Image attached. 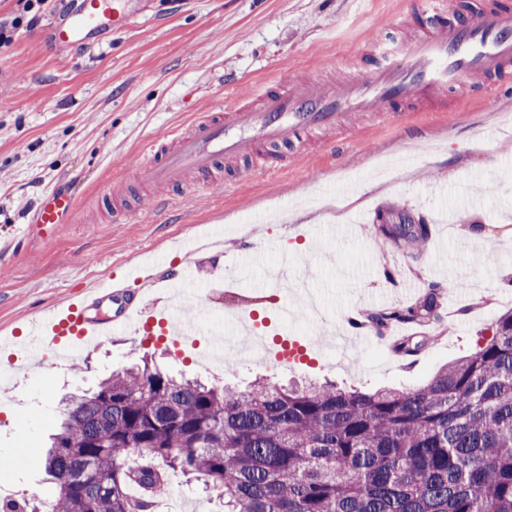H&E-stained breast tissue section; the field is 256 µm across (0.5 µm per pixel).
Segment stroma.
I'll use <instances>...</instances> for the list:
<instances>
[{"instance_id":"stroma-1","label":"stroma","mask_w":512,"mask_h":512,"mask_svg":"<svg viewBox=\"0 0 512 512\" xmlns=\"http://www.w3.org/2000/svg\"><path fill=\"white\" fill-rule=\"evenodd\" d=\"M135 7L128 27L60 52L49 27L65 14L60 0H48L41 22L17 30L0 50V334L99 283L121 284L146 306L167 304L165 289L126 280L125 268L148 260L168 275L183 258V241L217 227L223 251L197 256L206 273L196 291L206 296L211 283L232 272L228 253L243 221L256 247L239 274L242 287L262 283L279 259L265 240L297 245L300 261L319 270L309 290L336 325L354 309L414 304L446 269L455 288L443 298L436 339L410 365L392 345L418 333L417 325L356 339L362 355L353 364L342 338H316L302 315L284 330L307 346V363L250 357L207 366L197 359L204 342L176 349L129 325L69 364L41 357L22 369L0 353V457L19 459L0 474L2 495H53L43 455L61 399L94 387L140 352L206 383L243 386L267 376L327 378L363 391L414 387L491 337L497 318L512 310V286L503 284L512 278V98L491 113L481 91L427 108L405 104L387 121L375 112L351 113L344 126L285 149L287 161L274 177H248L246 160L225 164L220 184L199 198L183 195L170 218L155 214L154 196L131 183L128 203L140 214L114 223L99 195L129 180L128 168L142 165L150 138L228 100L251 101L265 86L357 82L372 68V34L409 47L428 24L416 0H135ZM54 188L75 192L72 222L50 238H20L37 197ZM379 210L423 217L432 227L426 250L411 257L393 243L374 244L369 226ZM355 221L356 234L328 236V225ZM387 264L394 278L384 277ZM175 501L186 512H222L215 496L179 475L154 512H169Z\"/></svg>"}]
</instances>
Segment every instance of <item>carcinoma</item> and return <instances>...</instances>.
I'll list each match as a JSON object with an SVG mask.
<instances>
[{
  "label": "carcinoma",
  "mask_w": 512,
  "mask_h": 512,
  "mask_svg": "<svg viewBox=\"0 0 512 512\" xmlns=\"http://www.w3.org/2000/svg\"><path fill=\"white\" fill-rule=\"evenodd\" d=\"M430 236L392 224L373 240L417 252ZM439 295L363 320L428 324ZM44 468L56 495L0 512H151L172 472L203 481L224 512H512V310L427 383L372 394L206 385L144 356L70 396Z\"/></svg>",
  "instance_id": "carcinoma-1"
}]
</instances>
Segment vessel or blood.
Instances as JSON below:
<instances>
[{
	"label": "vessel or blood",
	"mask_w": 512,
	"mask_h": 512,
	"mask_svg": "<svg viewBox=\"0 0 512 512\" xmlns=\"http://www.w3.org/2000/svg\"><path fill=\"white\" fill-rule=\"evenodd\" d=\"M131 0H78L61 22L52 25L50 38L58 49L89 46L116 23H128ZM434 21L426 37L410 48L373 36L376 65L360 82L326 87L316 81L291 82L258 94L257 104H236L197 114L188 128H173L150 140L143 176L153 186L175 187L193 182L194 195L211 191L223 159L256 157L265 149L292 141L299 134L330 128L343 122L346 113L364 111L390 114L399 103L448 93L472 81H492L496 90H512V9L497 7L473 13L464 23L450 22L452 0H432ZM77 209L75 195L51 190L37 200L32 227L52 231L69 223ZM199 269L184 259L167 278V287L185 294L196 283ZM213 299L232 313L229 332H214L211 350H224L225 334H238L253 325L258 296L245 293L235 281H216ZM135 324L137 330L159 327L164 335H188L189 327L175 310H144L125 302L119 319L88 317L85 302L68 299L44 310L26 323L25 337H0V349L13 350L28 359L44 347L62 354L86 349L111 335L117 323Z\"/></svg>",
	"instance_id": "obj_1"
}]
</instances>
